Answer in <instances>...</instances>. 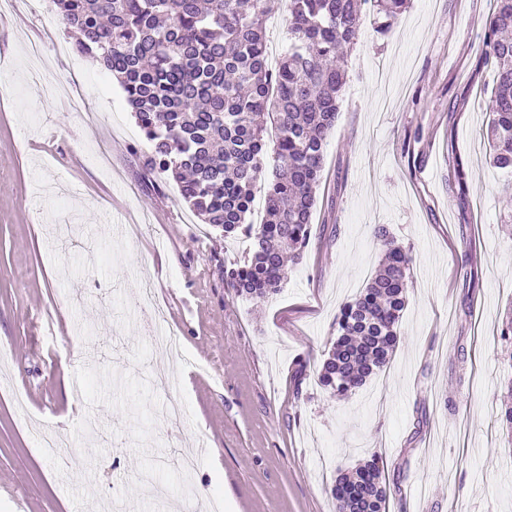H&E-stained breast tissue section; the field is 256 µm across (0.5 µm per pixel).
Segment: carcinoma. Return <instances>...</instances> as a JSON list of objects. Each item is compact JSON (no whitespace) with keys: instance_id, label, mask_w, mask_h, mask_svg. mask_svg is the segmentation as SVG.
I'll return each mask as SVG.
<instances>
[{"instance_id":"obj_1","label":"carcinoma","mask_w":512,"mask_h":512,"mask_svg":"<svg viewBox=\"0 0 512 512\" xmlns=\"http://www.w3.org/2000/svg\"><path fill=\"white\" fill-rule=\"evenodd\" d=\"M370 2L388 31L406 0H288V51L268 69L264 19L274 0H53L73 49L111 74L149 144L144 167L179 187L201 222L226 238L251 239L247 256L224 266V285L265 300L301 258L321 183L327 139L346 84L347 52ZM484 55L494 73L486 102L489 162L512 172V0H494ZM275 131L271 177L266 135ZM263 187L265 218L247 222ZM365 288L344 304L338 336L318 372L339 397L363 387L390 361L405 306L410 260L389 229ZM500 420L512 437V380ZM383 467L375 455L340 474L334 512H387Z\"/></svg>"}]
</instances>
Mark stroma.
Segmentation results:
<instances>
[{"label": "stroma", "mask_w": 512, "mask_h": 512, "mask_svg": "<svg viewBox=\"0 0 512 512\" xmlns=\"http://www.w3.org/2000/svg\"><path fill=\"white\" fill-rule=\"evenodd\" d=\"M493 0H409L365 20L328 139L308 247L281 292L230 293L250 242L202 224L111 76L70 51L52 0H0V512H333L337 475L378 454L389 512H512L499 422L512 357V195L487 157L482 61ZM83 95L94 114L71 108ZM116 222L141 225L112 241ZM386 225L408 254L384 370L343 399L316 371L373 273ZM176 328L153 352L137 304ZM184 406L177 427L153 412ZM62 440L70 465L42 454ZM198 453L193 496L172 462Z\"/></svg>", "instance_id": "stroma-1"}]
</instances>
